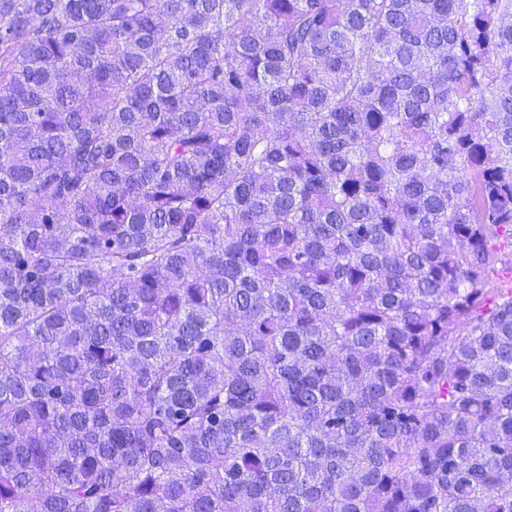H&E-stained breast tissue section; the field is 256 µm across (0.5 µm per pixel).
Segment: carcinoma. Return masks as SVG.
I'll list each match as a JSON object with an SVG mask.
<instances>
[{"label":"carcinoma","instance_id":"carcinoma-1","mask_svg":"<svg viewBox=\"0 0 512 512\" xmlns=\"http://www.w3.org/2000/svg\"><path fill=\"white\" fill-rule=\"evenodd\" d=\"M512 0H0V512H512Z\"/></svg>","mask_w":512,"mask_h":512}]
</instances>
